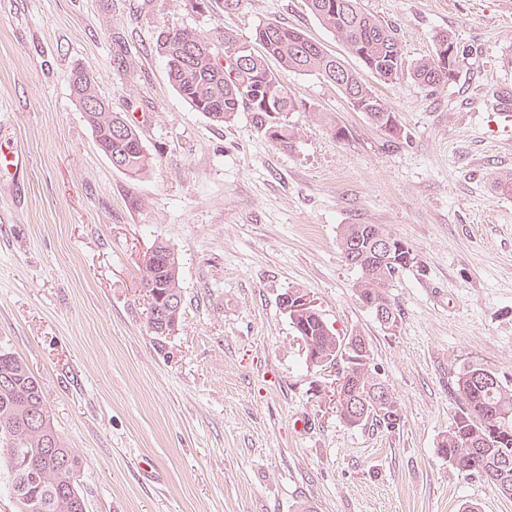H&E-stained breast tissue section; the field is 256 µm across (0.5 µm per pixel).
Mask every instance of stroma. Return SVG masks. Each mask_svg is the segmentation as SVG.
<instances>
[{"label": "stroma", "instance_id": "stroma-1", "mask_svg": "<svg viewBox=\"0 0 512 512\" xmlns=\"http://www.w3.org/2000/svg\"><path fill=\"white\" fill-rule=\"evenodd\" d=\"M396 29L406 64L437 33L465 52L427 92L372 80L405 133L390 146L335 85L283 73L306 106L293 150L251 113L218 124L172 87L161 27L221 26L252 41L276 20L354 70L358 59L305 0H0V144L26 164L0 177V348L24 360L78 457L86 512H512L436 452L455 380L478 363L512 382V0H361ZM138 126L139 179L97 148L68 83L74 67ZM346 127L331 137L320 114ZM138 205H131V198ZM346 224H381L418 266L397 277L395 330L360 303ZM179 257L184 309L151 333L141 259ZM307 293L342 335L365 336L400 425H346L336 366L312 368L280 308ZM150 469H142L141 461Z\"/></svg>", "mask_w": 512, "mask_h": 512}]
</instances>
